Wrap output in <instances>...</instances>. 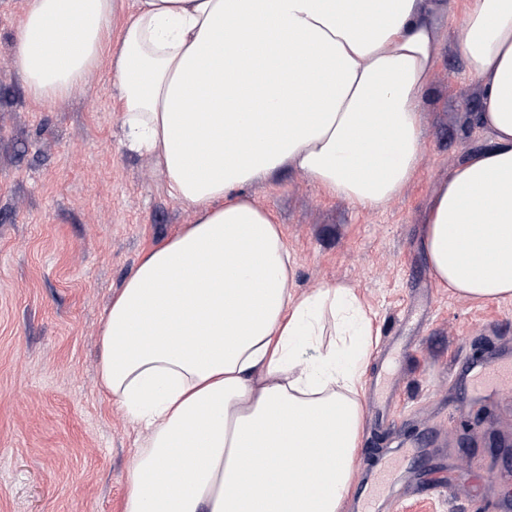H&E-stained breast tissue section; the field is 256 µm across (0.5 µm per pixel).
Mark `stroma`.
I'll return each instance as SVG.
<instances>
[{"instance_id": "35a3bbf8", "label": "stroma", "mask_w": 512, "mask_h": 512, "mask_svg": "<svg viewBox=\"0 0 512 512\" xmlns=\"http://www.w3.org/2000/svg\"><path fill=\"white\" fill-rule=\"evenodd\" d=\"M465 2L438 0L432 15L439 55L422 99L424 159L398 196L365 209L288 168L245 189L284 229L294 291L346 284L371 313L366 379L386 378L395 424L364 427L354 481L407 441L423 450L392 512H484L500 457L512 453V407L472 412L448 384L464 352L512 351V302L475 304L439 287L422 245L430 198L491 141L473 110L478 84L450 40ZM27 4L0 0V512H120L140 431L99 390V334L142 253L192 213L151 156L124 148L107 64L63 103L33 98L10 53ZM389 344L402 354L390 368L378 353ZM452 466L476 471L477 485L411 495Z\"/></svg>"}]
</instances>
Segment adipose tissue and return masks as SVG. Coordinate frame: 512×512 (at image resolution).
<instances>
[{
  "instance_id": "1",
  "label": "adipose tissue",
  "mask_w": 512,
  "mask_h": 512,
  "mask_svg": "<svg viewBox=\"0 0 512 512\" xmlns=\"http://www.w3.org/2000/svg\"><path fill=\"white\" fill-rule=\"evenodd\" d=\"M429 0H29L12 45L55 104L102 56L125 146L194 219L113 296L99 386L142 434L121 512H342L363 431L372 319L352 287L299 294L273 214L244 192L288 165L377 209L422 162L438 57ZM490 148L432 198L439 286L512 301V0H468L453 36Z\"/></svg>"
}]
</instances>
